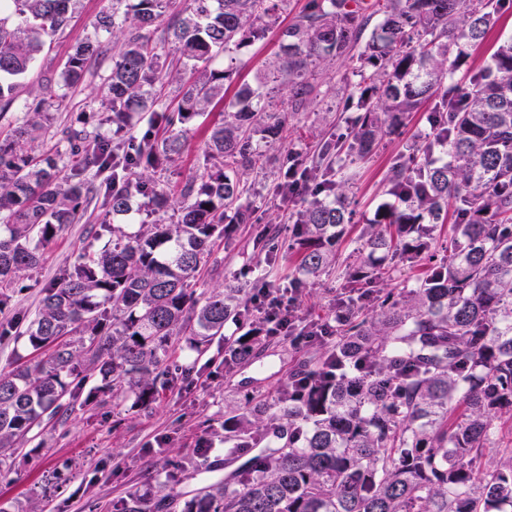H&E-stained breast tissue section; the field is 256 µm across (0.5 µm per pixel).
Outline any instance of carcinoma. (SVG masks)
<instances>
[{"label": "carcinoma", "mask_w": 512, "mask_h": 512, "mask_svg": "<svg viewBox=\"0 0 512 512\" xmlns=\"http://www.w3.org/2000/svg\"><path fill=\"white\" fill-rule=\"evenodd\" d=\"M288 2L192 0L193 8L168 16L171 0H136L137 26L112 56L104 86L109 112L79 117V126L60 130L65 150L36 155L31 143L49 121L40 100L0 139V307L94 193L89 168L125 172L106 187L108 212L129 214L132 197L146 195L155 215L133 234L102 222L96 238L103 245L43 289L24 329L17 322L0 329L28 351L16 370L0 373V472L17 441L43 418L68 411L62 398L69 382L86 381L83 359L98 372L99 389L127 388L148 405L172 381L168 361L180 337L191 335L200 353L245 317L244 289L229 285L198 299L195 275L226 224L249 221L238 205L247 192L239 173L264 168L259 140L281 138L288 119L318 95L322 61L349 58L357 63L356 112L347 132L321 140L292 227L302 275L315 278L336 263L349 223L341 156L366 158L427 101L434 102L432 138L393 165L390 203L346 264L340 305L347 315L335 344L293 374L272 414L259 401L228 419L224 441L251 448L264 438L265 448L180 512H512V447L481 463L495 446V422L512 421V38L465 90L443 82L484 39L505 0H308L279 35L275 80L290 89L291 107L277 110L270 92L241 85L205 142L206 174L180 190L174 221L165 218L169 194L136 174L168 170L185 148L186 126L224 98L227 74L212 62L265 38ZM77 3L0 0V116L17 98L42 36L63 32ZM165 17L178 61L197 73L173 112L153 96L163 65L143 34ZM104 56L96 38L78 45L64 85L82 84L90 62ZM137 110L153 113L168 135L125 147L120 134ZM450 201L454 237L437 259L434 231ZM425 258L428 272L414 283L397 293L379 288L387 272ZM252 354L253 339L244 336L229 345L224 364L233 368ZM176 505L170 494L135 493L116 512Z\"/></svg>", "instance_id": "cac0c4a2"}]
</instances>
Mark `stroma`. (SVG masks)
<instances>
[{"label": "stroma", "instance_id": "stroma-1", "mask_svg": "<svg viewBox=\"0 0 512 512\" xmlns=\"http://www.w3.org/2000/svg\"><path fill=\"white\" fill-rule=\"evenodd\" d=\"M111 11L112 0H81L70 26L52 39L28 72L23 91L0 119V133L13 129L18 112L42 97L51 102L48 131L52 134L76 124L81 113L106 111L102 95L112 69L111 57L92 61L85 81L77 88L64 91L60 85L68 56L85 39L99 37L109 49L118 45L116 36L98 34L92 28L99 15ZM511 37L512 0H507L496 25L469 49L465 63L456 69L458 87L466 86L470 73L488 66L497 47ZM280 55V41L272 32L217 59L215 68L229 73L223 101L197 117L186 133L183 152L167 171L153 174V181L177 191L186 177L204 174L203 149L209 129L223 118L239 85L271 78ZM355 80L349 60L320 64L316 72L319 93L308 110L299 115L284 139L263 146L270 159L267 172H243L250 193L241 204L248 208L251 220L229 225L223 239L214 244L195 277L197 293L209 295L229 281L250 285L260 280L272 288H293L303 321H330L344 282L343 261L319 278L303 281L296 253L282 250L276 259H266L256 247V238L264 225L272 224L279 230L280 241L288 240L298 203L281 200L277 193L285 160L291 153L303 159L312 156L322 136L343 125L345 91ZM431 109L427 102L409 113L400 133L383 137L369 157L345 161L344 192L351 221L339 246L343 260L359 247L362 226L371 223L386 202V180L395 160L407 154L412 144L428 139ZM108 177L105 171L94 176L96 195L84 206L79 220L66 225L45 249L39 266L24 272L21 291L0 308L1 323L34 314L42 288L54 282L80 253L95 248L93 232L106 211L102 191ZM259 325L255 313L246 326L227 324L223 336L214 338L202 353L192 350L187 339H180L173 365L186 367L191 376L174 378L147 406L137 402L134 393L115 396L100 389L97 374H90L71 411L36 426L11 457L9 472L0 478V512H113L131 493L162 487L188 500L198 489L224 480L245 461L239 449L224 440L225 420L248 411L250 402H276L292 375L319 361L325 350L319 342L264 335L249 362L225 367L227 340L243 334L245 327ZM176 462L182 468L171 482L167 474Z\"/></svg>", "mask_w": 512, "mask_h": 512}]
</instances>
